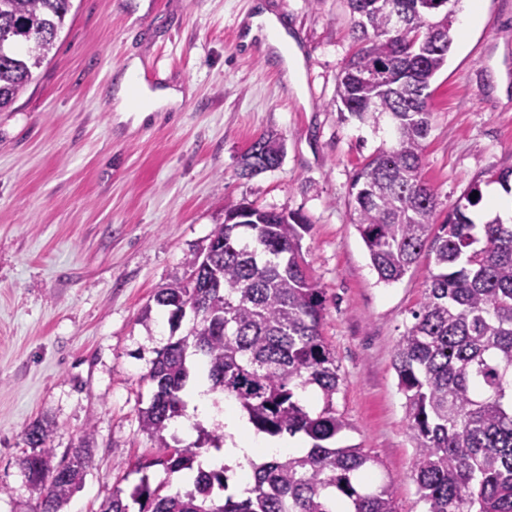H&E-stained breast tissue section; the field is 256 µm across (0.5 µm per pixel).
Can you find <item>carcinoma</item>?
<instances>
[{"instance_id": "cac0c4a2", "label": "carcinoma", "mask_w": 512, "mask_h": 512, "mask_svg": "<svg viewBox=\"0 0 512 512\" xmlns=\"http://www.w3.org/2000/svg\"><path fill=\"white\" fill-rule=\"evenodd\" d=\"M459 0H348L362 47L336 88V106L363 123L388 116L395 145L372 154L353 178L349 206L378 281L402 279L427 254L434 271L414 322L395 345L393 368L415 441L411 476L424 512H512V224H476L471 186L448 219L435 224L437 195L421 176L430 130V84L445 65ZM71 0H0V112L26 91L55 46ZM282 145L257 139L241 174L277 167ZM311 225L293 212L239 204L212 234L224 250L195 254L154 296L168 309L187 306L188 332L156 351L146 374L153 386L141 429L169 448L164 432L182 413L181 397L196 356L212 389L246 412L259 432L306 436L304 452L252 464L246 496L228 493L224 464L197 463L200 444L170 448L159 460L187 486L172 493L144 476L102 512H397L394 486L370 488L375 457L337 447L349 423L336 414L340 376L321 333L325 298L306 272L302 240ZM197 270L208 288L189 287ZM315 391L322 407L306 408ZM54 426L25 433L32 453L21 467L33 512H64L84 484L91 459L83 445L56 455Z\"/></svg>"}]
</instances>
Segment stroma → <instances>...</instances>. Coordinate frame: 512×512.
Masks as SVG:
<instances>
[{
    "label": "stroma",
    "mask_w": 512,
    "mask_h": 512,
    "mask_svg": "<svg viewBox=\"0 0 512 512\" xmlns=\"http://www.w3.org/2000/svg\"><path fill=\"white\" fill-rule=\"evenodd\" d=\"M254 2L72 0L49 61L0 112V512H30L21 461L40 420L53 422L57 451L91 439L68 512H100L144 475L180 487L139 425L146 373L170 336L166 315H141L242 202L308 220L302 250L326 296L335 407L349 424L339 443L377 459L374 478L393 483L398 512H423L393 353L429 266L378 282L347 205L355 173L388 137L333 104L356 49L347 0H265L303 57L293 86L260 43H242ZM451 36L422 164L440 223L472 184L501 191L488 176L512 169V0H481L477 22ZM134 56L150 79L185 90L177 109L138 125L120 121L111 94ZM267 133L281 165L241 175L242 155Z\"/></svg>",
    "instance_id": "35a3bbf8"
}]
</instances>
